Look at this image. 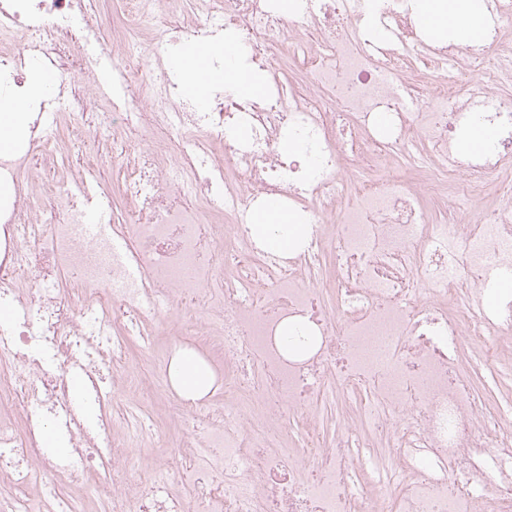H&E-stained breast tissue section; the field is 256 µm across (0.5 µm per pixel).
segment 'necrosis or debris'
Returning <instances> with one entry per match:
<instances>
[{
	"instance_id": "necrosis-or-debris-1",
	"label": "necrosis or debris",
	"mask_w": 512,
	"mask_h": 512,
	"mask_svg": "<svg viewBox=\"0 0 512 512\" xmlns=\"http://www.w3.org/2000/svg\"><path fill=\"white\" fill-rule=\"evenodd\" d=\"M180 2L128 0L114 36L84 0H0V34L34 36L24 53L0 52V86L23 96L27 66L43 57L61 76L0 154V307L12 312L0 320V512H74L60 486L93 479L112 512H512V429L462 366L471 352L512 386V298L486 302L512 276V215L433 224L426 208L441 177L452 199H512V67L486 74L480 51L424 45L408 0H377V12L416 57L359 30L351 0H308L289 16L274 0H196L202 22ZM161 11L174 43L224 30L268 69L293 49L312 92H288L272 73L262 97L227 93L200 112L165 68L161 94L143 102L131 46ZM93 34L121 75L106 114L80 53ZM418 67L443 82L421 85ZM61 106L75 117V182L112 147L140 143L112 170L128 222L90 234L88 196L39 190L42 115ZM105 119L111 140H94ZM471 123L496 136L464 156L455 134ZM288 138L300 153L281 152ZM417 143L437 179L377 176ZM268 197L306 210L292 255L253 237L251 213ZM164 299L176 316L169 353L192 341L206 360L224 358L223 397L170 401L183 425L171 458L180 493L157 469L125 468L145 439L110 406L115 393L141 403L132 339L168 378L169 353L149 345ZM292 323L313 338L301 356L280 339ZM490 336L502 347H487ZM320 404L345 411L333 438L317 427ZM289 415L304 421L298 448L284 442ZM35 473L54 479L36 509Z\"/></svg>"
}]
</instances>
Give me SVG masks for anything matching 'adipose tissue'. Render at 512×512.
<instances>
[{"mask_svg": "<svg viewBox=\"0 0 512 512\" xmlns=\"http://www.w3.org/2000/svg\"><path fill=\"white\" fill-rule=\"evenodd\" d=\"M413 14L422 32L437 43H473L486 25V13L479 0H413ZM182 69L186 80L199 84L204 94L218 83L223 84L225 92L250 98L261 96L266 89L264 73L243 67L236 59L225 62L223 71L215 72L206 67L204 60L190 55ZM252 232L260 244L285 255L293 251L306 227L297 212L262 206L252 216ZM169 377L173 388L185 398L205 396L216 381L214 371L194 351L185 348L172 357Z\"/></svg>", "mask_w": 512, "mask_h": 512, "instance_id": "ef3b65f1", "label": "adipose tissue"}]
</instances>
